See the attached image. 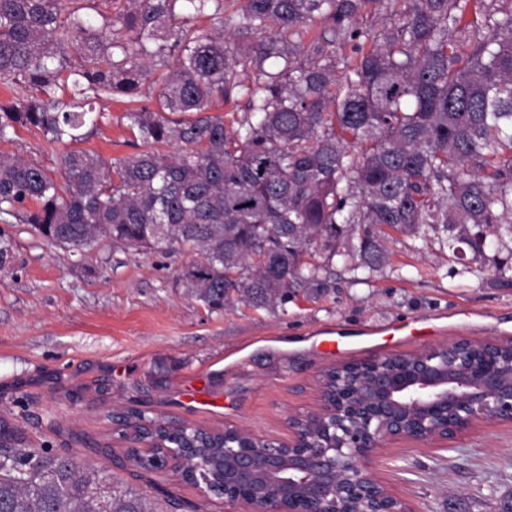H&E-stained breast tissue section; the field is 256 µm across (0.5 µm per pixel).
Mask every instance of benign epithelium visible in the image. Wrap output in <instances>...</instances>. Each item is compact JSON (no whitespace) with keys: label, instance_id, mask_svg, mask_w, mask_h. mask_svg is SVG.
Wrapping results in <instances>:
<instances>
[{"label":"benign epithelium","instance_id":"benign-epithelium-1","mask_svg":"<svg viewBox=\"0 0 512 512\" xmlns=\"http://www.w3.org/2000/svg\"><path fill=\"white\" fill-rule=\"evenodd\" d=\"M457 339L392 364L366 360L368 377L347 383L335 406L323 396L306 414L288 416V441L268 446L224 445L216 460L187 469L191 448L133 449L146 471L177 469L224 512H417L381 482L374 466L386 442H446L480 422H512V354H496Z\"/></svg>","mask_w":512,"mask_h":512}]
</instances>
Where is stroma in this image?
<instances>
[{"label":"stroma","instance_id":"1","mask_svg":"<svg viewBox=\"0 0 512 512\" xmlns=\"http://www.w3.org/2000/svg\"><path fill=\"white\" fill-rule=\"evenodd\" d=\"M101 116L80 146L104 158L135 153L125 105ZM60 178L63 149L18 129L0 152ZM0 443L106 466L115 486L161 512H224L179 472L130 465L115 413L284 440L290 414L312 410L316 377L334 363L415 352L465 337L512 338V278L446 245L395 235L386 266L363 282L334 263L329 293L298 292L285 307L234 302L212 310L182 273L199 257L113 245L68 252L0 214ZM417 512H505L512 506V424H483L447 447L395 441L376 466Z\"/></svg>","mask_w":512,"mask_h":512}]
</instances>
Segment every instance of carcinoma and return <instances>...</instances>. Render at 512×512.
Instances as JSON below:
<instances>
[{"label": "carcinoma", "mask_w": 512, "mask_h": 512, "mask_svg": "<svg viewBox=\"0 0 512 512\" xmlns=\"http://www.w3.org/2000/svg\"><path fill=\"white\" fill-rule=\"evenodd\" d=\"M372 2L123 0L104 15L98 0H0V141L18 128L81 141L95 100L121 97L140 148L67 150L60 182L1 152L0 213L67 250L105 237L193 251L185 287L214 309L283 308L329 288L335 259L371 275L390 230L487 259L478 234L496 252L512 240V0H400L397 19L362 29ZM316 20L325 31L306 43ZM338 41L356 42L354 64ZM240 96L236 124L213 114ZM149 440L224 445L187 425ZM107 477L48 448H0V512H98ZM107 512L158 507L114 488Z\"/></svg>", "instance_id": "carcinoma-1"}]
</instances>
